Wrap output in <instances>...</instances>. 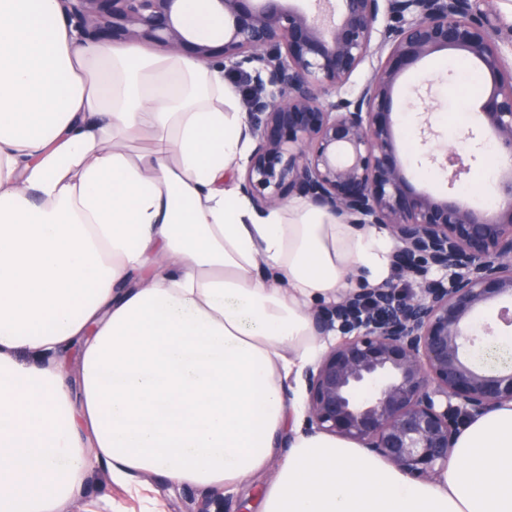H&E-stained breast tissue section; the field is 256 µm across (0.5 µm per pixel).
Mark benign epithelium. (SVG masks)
Wrapping results in <instances>:
<instances>
[{
  "label": "benign epithelium",
  "instance_id": "1",
  "mask_svg": "<svg viewBox=\"0 0 512 512\" xmlns=\"http://www.w3.org/2000/svg\"><path fill=\"white\" fill-rule=\"evenodd\" d=\"M183 0H60L83 40L151 42L209 63L193 43ZM224 16L221 56L252 65L249 126L255 146L240 188L266 211L297 196L358 229L389 231L392 264L418 283L346 291L312 312L318 331L343 340L304 372L305 409L319 432L360 443L410 479L440 475L461 422L512 403V361L484 353L494 329H472L475 312L512 299V63L474 0H338L330 24L286 0H211ZM390 23L378 27L381 12ZM388 51L353 98L326 104L373 53ZM440 51L478 64L484 101L459 133L464 147L423 154L448 175L446 197L415 188L397 159L392 93L403 67ZM491 139L503 164L491 191L497 209L452 192ZM444 272L439 279L429 271Z\"/></svg>",
  "mask_w": 512,
  "mask_h": 512
}]
</instances>
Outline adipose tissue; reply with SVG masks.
I'll list each match as a JSON object with an SVG mask.
<instances>
[{
	"label": "adipose tissue",
	"mask_w": 512,
	"mask_h": 512,
	"mask_svg": "<svg viewBox=\"0 0 512 512\" xmlns=\"http://www.w3.org/2000/svg\"><path fill=\"white\" fill-rule=\"evenodd\" d=\"M181 22L224 29L206 0ZM237 99L223 68L0 0V512H62L100 466L231 488L273 462L260 512H512V403L466 419L432 481L304 431L301 377L330 343L311 309L384 283L389 244L225 189Z\"/></svg>",
	"instance_id": "1"
}]
</instances>
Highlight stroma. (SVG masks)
<instances>
[{
    "label": "stroma",
    "mask_w": 512,
    "mask_h": 512,
    "mask_svg": "<svg viewBox=\"0 0 512 512\" xmlns=\"http://www.w3.org/2000/svg\"><path fill=\"white\" fill-rule=\"evenodd\" d=\"M462 58L451 51H441L405 68L392 96L390 110L397 121L400 151L398 159L410 182L436 196L448 193L444 175L420 162L415 153L424 120H431L441 133L442 145L457 146L456 130L467 126L473 109L481 102V89L462 83L456 75ZM431 86L429 98L412 95L411 87ZM273 476L265 471L240 490L221 494L215 488L171 487L154 475L130 484L113 479L105 468H97L81 494L67 507V512H196L201 502H208L209 512H259L258 492Z\"/></svg>",
    "instance_id": "obj_1"
}]
</instances>
